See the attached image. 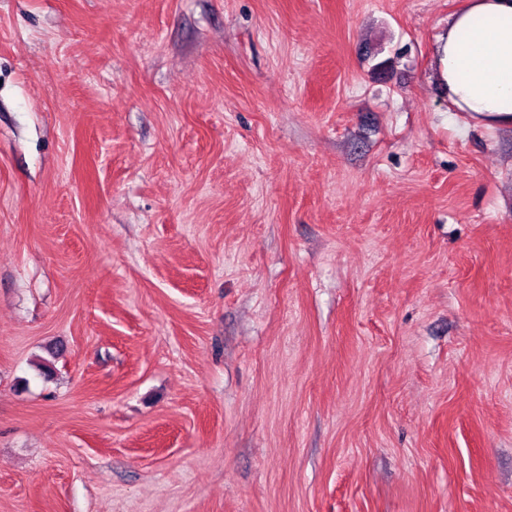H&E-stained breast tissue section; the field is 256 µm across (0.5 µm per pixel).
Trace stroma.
<instances>
[{"label":"stroma","instance_id":"1","mask_svg":"<svg viewBox=\"0 0 512 512\" xmlns=\"http://www.w3.org/2000/svg\"><path fill=\"white\" fill-rule=\"evenodd\" d=\"M464 4L0 0V512H512Z\"/></svg>","mask_w":512,"mask_h":512}]
</instances>
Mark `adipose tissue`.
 I'll use <instances>...</instances> for the list:
<instances>
[{
  "label": "adipose tissue",
  "instance_id": "adipose-tissue-1",
  "mask_svg": "<svg viewBox=\"0 0 512 512\" xmlns=\"http://www.w3.org/2000/svg\"><path fill=\"white\" fill-rule=\"evenodd\" d=\"M431 79L475 122L512 125V0H467L450 15Z\"/></svg>",
  "mask_w": 512,
  "mask_h": 512
}]
</instances>
